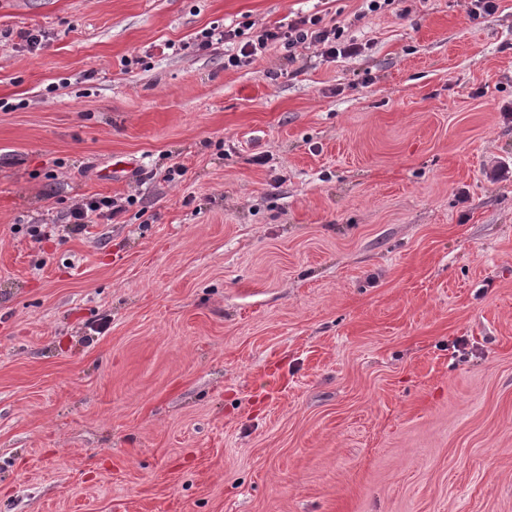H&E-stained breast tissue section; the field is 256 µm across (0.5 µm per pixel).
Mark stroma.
Instances as JSON below:
<instances>
[{
	"label": "stroma",
	"mask_w": 512,
	"mask_h": 512,
	"mask_svg": "<svg viewBox=\"0 0 512 512\" xmlns=\"http://www.w3.org/2000/svg\"><path fill=\"white\" fill-rule=\"evenodd\" d=\"M469 9L0 0V512H512V0ZM311 15L361 54L199 47ZM133 195L126 198L111 196L82 198L75 201L69 208L68 218L74 230H81L90 222L92 215L112 220L125 212L128 205L135 203Z\"/></svg>",
	"instance_id": "1"
}]
</instances>
